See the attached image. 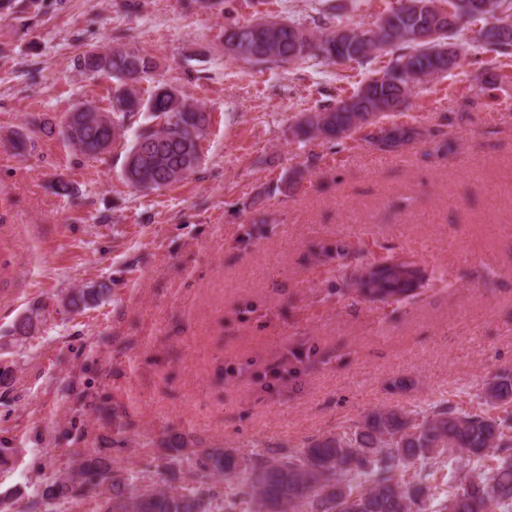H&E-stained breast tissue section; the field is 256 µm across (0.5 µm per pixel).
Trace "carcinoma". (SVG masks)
I'll use <instances>...</instances> for the list:
<instances>
[{"instance_id":"obj_1","label":"carcinoma","mask_w":512,"mask_h":512,"mask_svg":"<svg viewBox=\"0 0 512 512\" xmlns=\"http://www.w3.org/2000/svg\"><path fill=\"white\" fill-rule=\"evenodd\" d=\"M485 14L472 17L468 25L493 21L507 29L506 39L489 43L500 60L469 75L470 86L479 92L512 75V0H486ZM419 20L386 8L364 40L358 56L336 52V31L296 37L286 27L271 29L259 22H233L224 28V45L235 57L256 64L306 63L313 59L334 64H367L381 50L389 56L386 65L372 72L382 76L371 93L360 96L357 87L349 97L359 98L353 112H338L336 103L319 108L316 119L300 117L294 136L300 142L322 138L339 147L357 133L362 140L384 151H398L423 137L422 131L403 123L386 124L385 134L375 139L363 125L364 116L378 112L382 123L401 103L424 84L422 77H440L445 65L433 47L412 37ZM84 74L105 72L116 82L110 109L90 120L82 106L72 108L60 134L82 155L95 158L112 145V130L123 129L141 112H148L159 125L140 129L126 150L123 174L127 182L143 190H157L186 178L201 159L200 143L211 115L191 103L171 84L155 79V60L133 46H118L98 53L90 51L76 59ZM153 83L148 96L138 83ZM372 299L403 301L419 296L427 273L417 262L395 257L368 268ZM110 292L104 281L89 283L62 298L69 313L99 304ZM39 328V315L29 313L15 324V341L23 342ZM512 368L485 380L472 405L463 409L440 401L425 411L380 407L343 430L308 440L302 447L268 448L241 455L232 448L199 451L188 448L180 433L167 436L165 453L142 470L112 467L102 455L85 456L79 462L80 480L73 475L46 477L39 499L31 502L64 508L82 495L81 483L99 488V512H512ZM503 408L504 415L490 409ZM423 459L430 470L409 468ZM464 463L461 484L443 489L433 482L434 472L448 461ZM493 466L485 465V461ZM187 467L194 485L182 490L156 487L155 477Z\"/></svg>"}]
</instances>
